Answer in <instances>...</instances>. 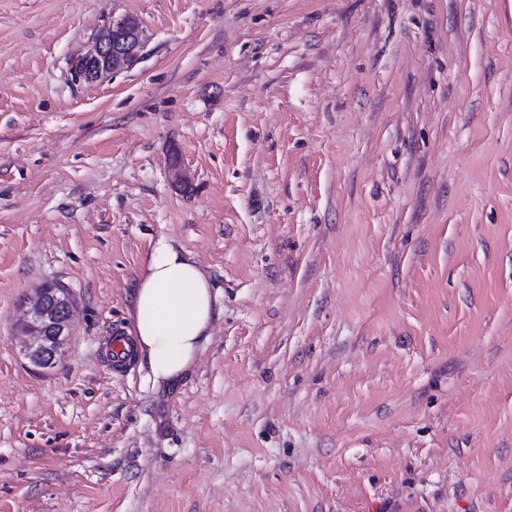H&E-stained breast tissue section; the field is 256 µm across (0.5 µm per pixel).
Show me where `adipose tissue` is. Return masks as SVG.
Masks as SVG:
<instances>
[{"label": "adipose tissue", "mask_w": 512, "mask_h": 512, "mask_svg": "<svg viewBox=\"0 0 512 512\" xmlns=\"http://www.w3.org/2000/svg\"><path fill=\"white\" fill-rule=\"evenodd\" d=\"M131 348L153 386H173L192 370L211 338L217 293L191 254L166 237L149 249L134 290Z\"/></svg>", "instance_id": "ef3b65f1"}]
</instances>
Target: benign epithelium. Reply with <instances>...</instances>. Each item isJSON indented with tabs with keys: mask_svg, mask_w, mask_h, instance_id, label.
<instances>
[{
	"mask_svg": "<svg viewBox=\"0 0 512 512\" xmlns=\"http://www.w3.org/2000/svg\"><path fill=\"white\" fill-rule=\"evenodd\" d=\"M145 46L144 31L132 16L114 18L88 49L74 58V64L92 62L90 71L73 70L79 82L101 83L113 73L135 65ZM75 305L62 288H39L25 303L15 337L30 362L42 369L54 367L60 346L71 335Z\"/></svg>",
	"mask_w": 512,
	"mask_h": 512,
	"instance_id": "obj_1",
	"label": "benign epithelium"
}]
</instances>
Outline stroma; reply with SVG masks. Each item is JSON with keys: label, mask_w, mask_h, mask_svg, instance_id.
<instances>
[{"label": "stroma", "mask_w": 512, "mask_h": 512, "mask_svg": "<svg viewBox=\"0 0 512 512\" xmlns=\"http://www.w3.org/2000/svg\"><path fill=\"white\" fill-rule=\"evenodd\" d=\"M162 235L222 304L169 390L105 352ZM0 512H512V0H0ZM144 46V31L135 17L114 18L88 49L74 58V65L92 62L96 67L90 72L74 69V77L88 84L104 82L113 73L135 65ZM48 297L53 298L54 310L47 306ZM74 309L64 288H37L35 296L25 302L14 336L34 366L48 369L57 363L60 346L71 335Z\"/></svg>", "instance_id": "obj_1"}]
</instances>
